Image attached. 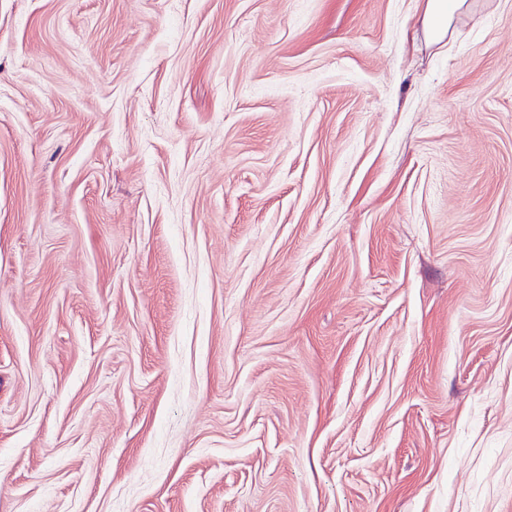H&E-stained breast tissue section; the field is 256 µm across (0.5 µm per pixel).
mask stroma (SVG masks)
Instances as JSON below:
<instances>
[{
    "label": "stroma",
    "instance_id": "35a3bbf8",
    "mask_svg": "<svg viewBox=\"0 0 512 512\" xmlns=\"http://www.w3.org/2000/svg\"><path fill=\"white\" fill-rule=\"evenodd\" d=\"M0 0V512H512V0ZM466 0H427L424 13V24L428 27L430 24L443 22L447 20L449 24L452 16L461 11Z\"/></svg>",
    "mask_w": 512,
    "mask_h": 512
}]
</instances>
